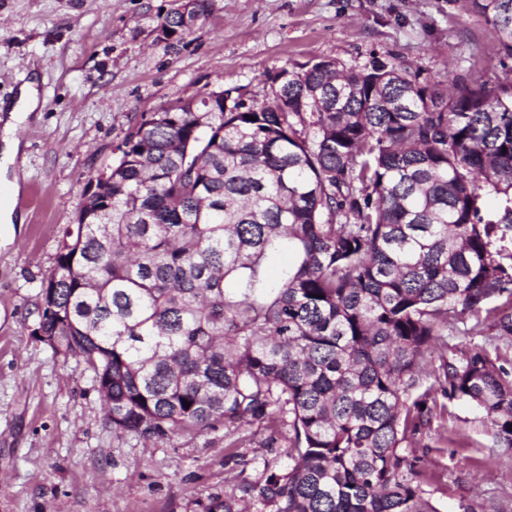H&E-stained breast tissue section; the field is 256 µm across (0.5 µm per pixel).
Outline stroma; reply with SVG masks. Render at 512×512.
<instances>
[{"label": "stroma", "mask_w": 512, "mask_h": 512, "mask_svg": "<svg viewBox=\"0 0 512 512\" xmlns=\"http://www.w3.org/2000/svg\"><path fill=\"white\" fill-rule=\"evenodd\" d=\"M172 0H0V103L38 75L42 111L17 125L9 170L30 204L0 223V512H201L287 466L284 449L224 445L217 428L147 441L113 431L93 371L34 330L44 283L91 178L143 114L320 59L408 68L420 83L510 78L462 0H223L181 42L157 41ZM404 453L438 512H512V447L458 400Z\"/></svg>", "instance_id": "1"}]
</instances>
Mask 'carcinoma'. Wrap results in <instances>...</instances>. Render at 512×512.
<instances>
[{
	"instance_id": "1",
	"label": "carcinoma",
	"mask_w": 512,
	"mask_h": 512,
	"mask_svg": "<svg viewBox=\"0 0 512 512\" xmlns=\"http://www.w3.org/2000/svg\"><path fill=\"white\" fill-rule=\"evenodd\" d=\"M465 6L512 57V0ZM268 82L260 105L142 118L65 232L38 329L94 371L117 432L288 449L202 512H437L409 436L466 400L512 447V372L487 345L419 388L459 318L512 336V81L444 93L322 59Z\"/></svg>"
}]
</instances>
